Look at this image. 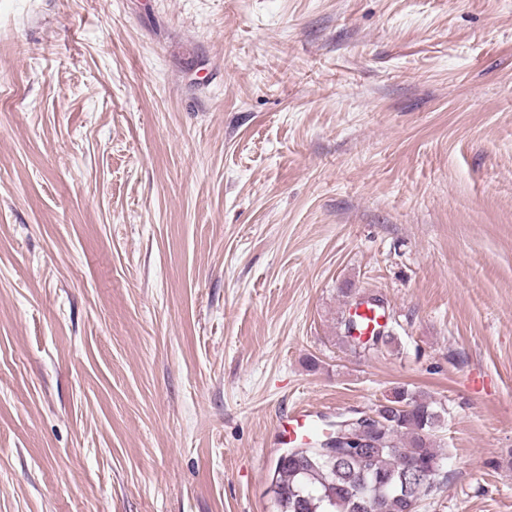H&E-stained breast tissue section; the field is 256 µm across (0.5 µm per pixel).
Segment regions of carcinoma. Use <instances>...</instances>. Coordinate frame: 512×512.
<instances>
[{
    "label": "carcinoma",
    "instance_id": "cac0c4a2",
    "mask_svg": "<svg viewBox=\"0 0 512 512\" xmlns=\"http://www.w3.org/2000/svg\"><path fill=\"white\" fill-rule=\"evenodd\" d=\"M386 424L366 431L365 447L347 444L336 455L320 452L321 435L278 456L269 473L277 512H417L440 481L445 453L435 431L444 408L405 387L384 398Z\"/></svg>",
    "mask_w": 512,
    "mask_h": 512
}]
</instances>
